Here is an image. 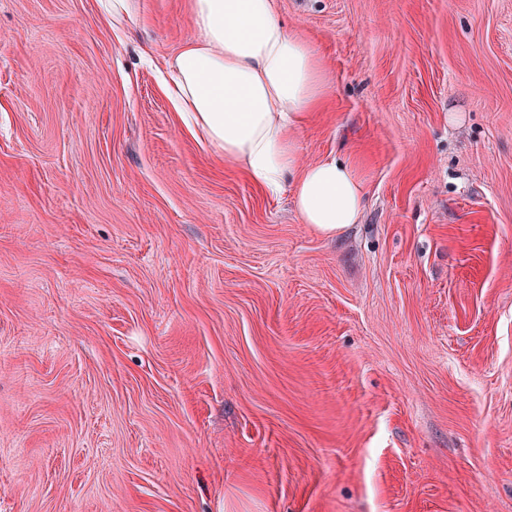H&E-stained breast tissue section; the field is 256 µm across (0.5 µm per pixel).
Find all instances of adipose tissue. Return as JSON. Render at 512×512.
I'll return each mask as SVG.
<instances>
[{
    "mask_svg": "<svg viewBox=\"0 0 512 512\" xmlns=\"http://www.w3.org/2000/svg\"><path fill=\"white\" fill-rule=\"evenodd\" d=\"M196 38L164 64L181 119L271 197L292 187L303 223L331 236L357 223L366 185L333 157L299 166L295 130L321 105L315 48L288 31L273 0H190Z\"/></svg>",
    "mask_w": 512,
    "mask_h": 512,
    "instance_id": "obj_1",
    "label": "adipose tissue"
}]
</instances>
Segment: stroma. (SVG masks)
<instances>
[{
  "label": "stroma",
  "instance_id": "35a3bbf8",
  "mask_svg": "<svg viewBox=\"0 0 512 512\" xmlns=\"http://www.w3.org/2000/svg\"><path fill=\"white\" fill-rule=\"evenodd\" d=\"M0 0V512H512V0H274L323 236L181 121L187 0Z\"/></svg>",
  "mask_w": 512,
  "mask_h": 512
}]
</instances>
